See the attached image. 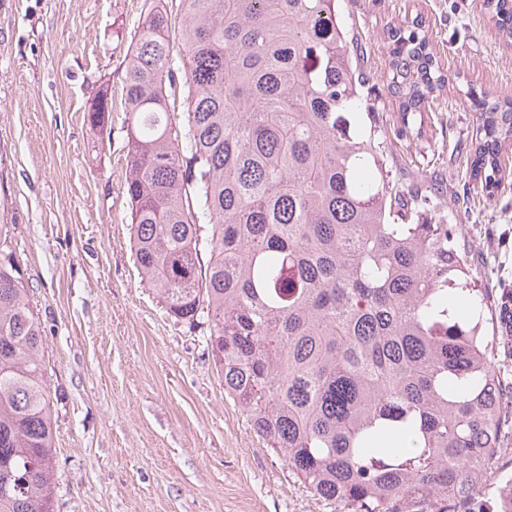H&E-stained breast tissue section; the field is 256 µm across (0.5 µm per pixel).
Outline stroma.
I'll list each match as a JSON object with an SVG mask.
<instances>
[{"mask_svg": "<svg viewBox=\"0 0 512 512\" xmlns=\"http://www.w3.org/2000/svg\"><path fill=\"white\" fill-rule=\"evenodd\" d=\"M154 0H0V224L43 330L56 419L54 512H340L256 435L224 392L200 331L172 319L131 248L124 77ZM484 0H348L347 29L391 143L390 179L420 188L457 225L490 295L512 379V176L494 195L468 182L476 114L467 89L512 92V43ZM422 18L450 77L402 132L385 75L386 29ZM112 98L104 130L87 114ZM507 450L468 512L512 484Z\"/></svg>", "mask_w": 512, "mask_h": 512, "instance_id": "stroma-1", "label": "stroma"}]
</instances>
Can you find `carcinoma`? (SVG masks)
I'll list each match as a JSON object with an SVG mask.
<instances>
[{
	"mask_svg": "<svg viewBox=\"0 0 512 512\" xmlns=\"http://www.w3.org/2000/svg\"><path fill=\"white\" fill-rule=\"evenodd\" d=\"M181 64L155 5L125 68L126 187L142 279L208 355L253 431L343 512H462L501 451L512 386L457 226L390 186L360 114L345 0H180ZM512 40V0H485ZM404 129L448 82L424 25L386 32ZM180 90L184 110L172 112ZM470 177L494 194L512 94L468 90ZM102 91L88 121L107 125ZM41 323L0 224V512H53L55 428Z\"/></svg>",
	"mask_w": 512,
	"mask_h": 512,
	"instance_id": "obj_1",
	"label": "carcinoma"
}]
</instances>
